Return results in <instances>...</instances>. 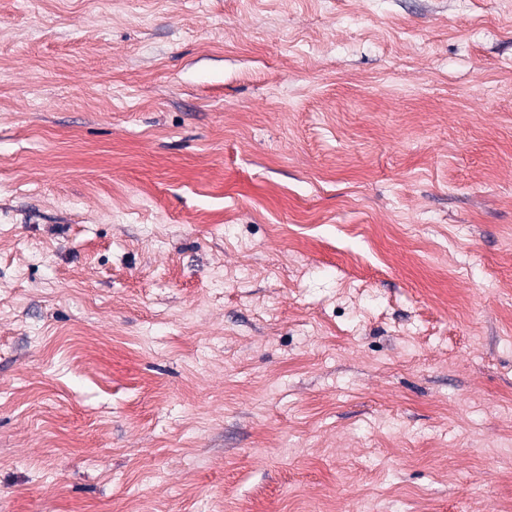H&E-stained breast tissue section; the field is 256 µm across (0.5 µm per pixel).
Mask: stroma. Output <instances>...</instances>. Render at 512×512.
Segmentation results:
<instances>
[{
    "label": "stroma",
    "mask_w": 512,
    "mask_h": 512,
    "mask_svg": "<svg viewBox=\"0 0 512 512\" xmlns=\"http://www.w3.org/2000/svg\"><path fill=\"white\" fill-rule=\"evenodd\" d=\"M0 512H512V0H0Z\"/></svg>",
    "instance_id": "obj_1"
}]
</instances>
